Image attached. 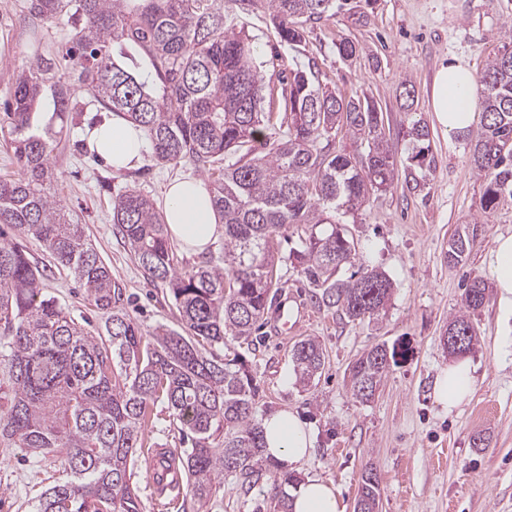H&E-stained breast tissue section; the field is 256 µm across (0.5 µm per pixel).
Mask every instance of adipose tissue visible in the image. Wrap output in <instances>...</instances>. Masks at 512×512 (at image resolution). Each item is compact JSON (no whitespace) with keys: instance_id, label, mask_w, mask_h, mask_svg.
Returning a JSON list of instances; mask_svg holds the SVG:
<instances>
[{"instance_id":"1","label":"adipose tissue","mask_w":512,"mask_h":512,"mask_svg":"<svg viewBox=\"0 0 512 512\" xmlns=\"http://www.w3.org/2000/svg\"><path fill=\"white\" fill-rule=\"evenodd\" d=\"M474 75L458 61L441 65L434 79L430 107L437 122L451 134L467 133L477 119L471 93ZM91 140L100 156L114 168H125L143 157L145 133L141 127L115 115L94 127ZM165 221L172 237L187 250L204 251L224 232L211 205L210 192L199 180H174L165 191ZM489 270L504 309L512 311V235L497 238ZM473 368L468 360L449 363L435 386L443 408H458L472 393ZM265 457L295 467L308 453L313 433L293 411L277 409L262 420ZM293 512H345L335 488L316 478H305L291 493Z\"/></svg>"}]
</instances>
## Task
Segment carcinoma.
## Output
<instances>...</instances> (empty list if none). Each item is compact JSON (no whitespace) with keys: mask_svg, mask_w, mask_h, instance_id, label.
<instances>
[{"mask_svg":"<svg viewBox=\"0 0 512 512\" xmlns=\"http://www.w3.org/2000/svg\"><path fill=\"white\" fill-rule=\"evenodd\" d=\"M247 2L276 21L282 42L301 41L303 24L343 4L336 0H24L32 37L67 16L71 34L62 54L36 57L9 75L0 117V140L17 168L0 178V438L39 455L52 453L67 478L48 488L36 512H141L133 483L134 458L155 403L191 447L180 456L194 499L206 502L231 474L255 485L275 470L269 493L275 512H290L283 488L294 483L263 457V432L255 418L259 384L237 351L217 355L232 336L254 345L272 288L279 279L271 250L274 237L299 227L301 249L293 267L313 285L311 299L352 321L378 314L389 300L391 280L377 270L347 279L338 269L354 260L355 245L336 225V211L359 210L370 194L399 180L393 146L383 136V113L359 98H345L316 85L302 69L274 84L254 63V49L230 21V9ZM146 55L144 73L129 49ZM76 65L78 84L61 70ZM480 127L471 165L483 177V213L512 205V49L486 63L482 75ZM283 110L282 138L262 144L250 157L271 113L261 110L263 92ZM87 95L146 132L158 163L191 162L213 176L210 195L224 223V250L209 253L191 271L178 269L168 224L153 202L129 189L112 202V224L133 253L145 278L165 284L181 331L158 328L146 336L120 305L112 270L71 223L48 191L55 176L51 154L54 123L64 125ZM52 112L45 128L38 112ZM344 131L359 148L352 154L320 147ZM15 236L42 243L57 268L85 289L105 315L94 334L43 295V271ZM465 227L448 241V264L464 263L477 238ZM488 285L478 277L465 288V310L448 327L478 342L471 314L482 308ZM381 346L360 357L349 372L353 394L373 399L388 366ZM294 372L307 386L324 363L317 340L292 348ZM222 437L221 447L214 446ZM360 495L379 501V479L366 471Z\"/></svg>","mask_w":512,"mask_h":512,"instance_id":"carcinoma-1","label":"carcinoma"}]
</instances>
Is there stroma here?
<instances>
[{
    "mask_svg": "<svg viewBox=\"0 0 512 512\" xmlns=\"http://www.w3.org/2000/svg\"><path fill=\"white\" fill-rule=\"evenodd\" d=\"M237 29L256 49L255 64L271 76L311 68L322 86L374 103L384 115L383 133L396 151L399 169H411L417 189L398 182L375 193L364 209L340 216L357 254L338 278L365 267L384 272L393 288L379 316L350 321L311 302L288 256L299 249L296 233L275 237L278 291L299 308L298 324L280 336L265 323L263 339L245 357L260 388L257 417L290 409L312 428L314 447L295 479L318 477L332 484L345 512H354L361 475L371 469L380 481L379 512H512V313L490 292L473 322L479 342L468 358L476 382L458 409L444 411L434 386L451 361L442 338L448 320L462 307L465 280L489 278V256L498 237L512 235V206L485 214L483 182L470 164L474 133L448 134L429 108L434 76L456 59L481 75L488 58L512 43V0H347L343 10L303 27L300 43H281L269 14L239 5ZM69 37L66 23L49 28L37 49L56 56ZM356 54L344 58L341 42ZM18 0H0V99L7 74L34 51ZM413 86L414 99L405 88ZM100 105L86 104L64 127L52 156L58 178L51 191L85 232L112 270L122 304L145 333L177 328L179 315L169 290L144 278L112 224L116 192L136 189L162 206L164 190L176 177L200 178L189 162L157 164L145 156L134 168L117 171L90 151L87 131L102 119ZM429 130V165L414 156L419 142L408 137L414 120ZM478 236L466 264L448 263V240L466 225ZM24 244L30 259L44 267L46 295L73 316H88L94 329L104 318L94 312L73 278L58 271L42 244ZM317 339L324 365L310 386L295 380L291 349L301 339ZM397 351L374 399H356L348 384L352 363L378 344ZM487 445H475L477 436ZM65 477L57 457L33 456L0 444V512H34L47 488ZM270 478L252 489L235 476L207 503L195 501L182 485L176 512H270Z\"/></svg>",
    "mask_w": 512,
    "mask_h": 512,
    "instance_id": "obj_1",
    "label": "stroma"
}]
</instances>
